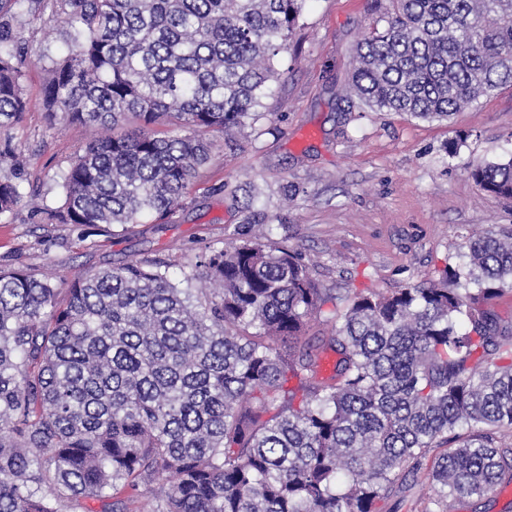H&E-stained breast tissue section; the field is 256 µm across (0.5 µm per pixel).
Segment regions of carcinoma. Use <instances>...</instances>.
Segmentation results:
<instances>
[{
    "label": "carcinoma",
    "instance_id": "1",
    "mask_svg": "<svg viewBox=\"0 0 512 512\" xmlns=\"http://www.w3.org/2000/svg\"><path fill=\"white\" fill-rule=\"evenodd\" d=\"M307 0H0V217L24 198L12 129L31 66L46 110L95 128L43 224L79 240L164 222L211 158L207 135L260 117ZM27 13L69 52L14 41ZM350 90L374 111L446 121L512 86V0H374ZM170 126L179 133L158 130ZM512 200V153L470 170ZM463 261L390 294H333L267 236L210 243L174 281L162 258L58 280L0 265V512H373L429 452L439 501L512 477V327L485 308L512 289V230L465 235ZM333 306L331 381L300 335ZM298 386H290L292 381ZM481 427L450 438L463 427Z\"/></svg>",
    "mask_w": 512,
    "mask_h": 512
}]
</instances>
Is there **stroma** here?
<instances>
[{"label": "stroma", "mask_w": 512, "mask_h": 512, "mask_svg": "<svg viewBox=\"0 0 512 512\" xmlns=\"http://www.w3.org/2000/svg\"><path fill=\"white\" fill-rule=\"evenodd\" d=\"M371 0H309L282 52L261 115L243 134L212 135L185 205L167 223L151 220L112 235L70 240L64 224L31 220L28 204L0 218V264L55 275L93 271L130 256L165 258L173 279L193 270L201 247L269 226L274 241L301 251L319 287L389 293L437 278L460 260V233L512 229V203L482 190L471 166L500 158L512 136V86L446 121L370 110L348 84ZM15 33L33 49L66 51L60 30L22 17ZM46 73L31 70L27 108L12 131L27 160L24 191L56 205L57 181L92 132L50 116ZM460 142L455 157L448 143ZM434 455L401 476L374 512H512V481L484 497L436 504Z\"/></svg>", "instance_id": "1"}]
</instances>
